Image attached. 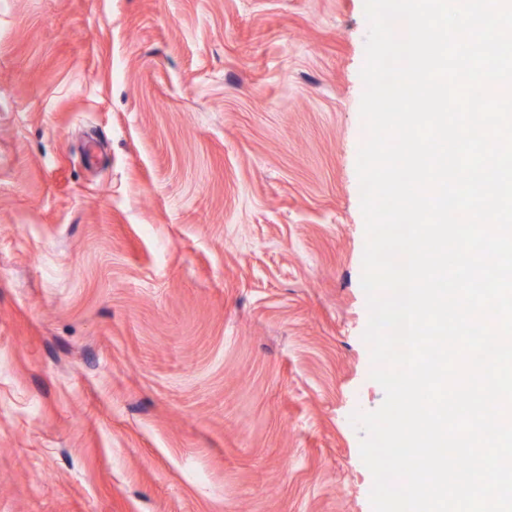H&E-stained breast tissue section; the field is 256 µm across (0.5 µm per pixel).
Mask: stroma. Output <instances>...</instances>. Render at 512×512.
<instances>
[{
  "label": "stroma",
  "instance_id": "obj_1",
  "mask_svg": "<svg viewBox=\"0 0 512 512\" xmlns=\"http://www.w3.org/2000/svg\"><path fill=\"white\" fill-rule=\"evenodd\" d=\"M365 0H0V512H372Z\"/></svg>",
  "mask_w": 512,
  "mask_h": 512
}]
</instances>
